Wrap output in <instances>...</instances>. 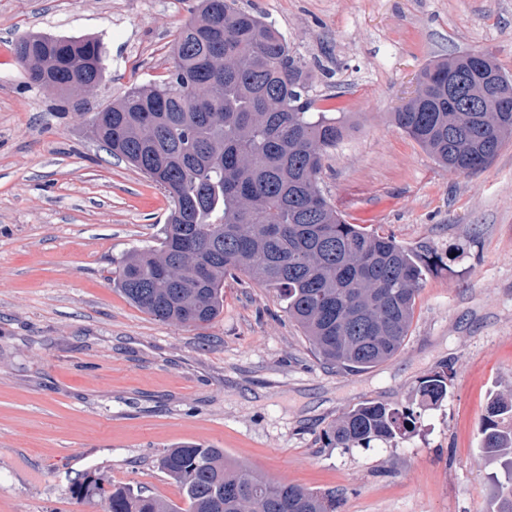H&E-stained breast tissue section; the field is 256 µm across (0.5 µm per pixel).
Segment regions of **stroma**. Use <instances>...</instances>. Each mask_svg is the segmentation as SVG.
I'll list each match as a JSON object with an SVG mask.
<instances>
[{
    "label": "stroma",
    "instance_id": "obj_1",
    "mask_svg": "<svg viewBox=\"0 0 512 512\" xmlns=\"http://www.w3.org/2000/svg\"><path fill=\"white\" fill-rule=\"evenodd\" d=\"M311 70L319 109L346 127L319 176L350 223L427 244L441 258L392 360L361 373L321 365L272 290L224 282L210 323L163 324L112 274L152 246L171 203L97 141L88 117L165 75L196 0H0V48L30 31L97 36L109 77L86 117L0 66V512H102L71 495L104 476L185 506L157 464L184 443L284 483L336 491L339 512H489L478 426L512 394V141L469 175L436 164L391 121L426 64L474 49L512 75V0H238ZM448 367L445 401L393 444L327 448L353 406H417Z\"/></svg>",
    "mask_w": 512,
    "mask_h": 512
}]
</instances>
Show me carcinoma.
I'll use <instances>...</instances> for the list:
<instances>
[{"instance_id": "cac0c4a2", "label": "carcinoma", "mask_w": 512, "mask_h": 512, "mask_svg": "<svg viewBox=\"0 0 512 512\" xmlns=\"http://www.w3.org/2000/svg\"><path fill=\"white\" fill-rule=\"evenodd\" d=\"M15 54L38 87L63 99L107 74L99 38L28 32ZM469 54L424 66L416 97L392 122L437 164L459 174L485 169L512 140V112H464L448 97V67ZM172 66L160 79L128 88L90 118L108 151L139 169L172 208L158 243L130 250L113 282L164 324L197 326L224 308V280L239 272L276 292L315 356L343 371L372 368L404 347L424 273L441 258L426 245L398 244L350 224L318 185L343 126L314 111L311 73L284 35L237 0H198L179 28ZM452 374L436 371L417 388L420 404L448 396ZM418 415L381 401L347 411L321 437L329 448H369L403 440ZM478 434L500 463L493 512H512V396L489 398ZM159 467L183 491L187 512H338L334 491H315L256 475L224 449L188 443ZM80 501L104 512H179L142 490L103 476L74 485Z\"/></svg>"}]
</instances>
